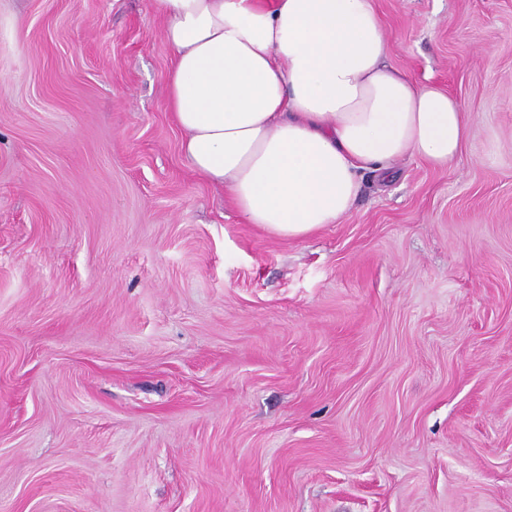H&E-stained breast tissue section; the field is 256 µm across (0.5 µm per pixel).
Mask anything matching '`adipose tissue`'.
<instances>
[{
    "label": "adipose tissue",
    "mask_w": 512,
    "mask_h": 512,
    "mask_svg": "<svg viewBox=\"0 0 512 512\" xmlns=\"http://www.w3.org/2000/svg\"><path fill=\"white\" fill-rule=\"evenodd\" d=\"M173 63L167 104L193 172L282 239L339 223L360 173L448 166L469 122L389 62L372 0H154Z\"/></svg>",
    "instance_id": "obj_1"
}]
</instances>
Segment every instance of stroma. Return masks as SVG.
<instances>
[{"instance_id": "1", "label": "stroma", "mask_w": 512, "mask_h": 512, "mask_svg": "<svg viewBox=\"0 0 512 512\" xmlns=\"http://www.w3.org/2000/svg\"><path fill=\"white\" fill-rule=\"evenodd\" d=\"M154 0H0V512H512V0H373L471 125L297 240L193 174Z\"/></svg>"}]
</instances>
